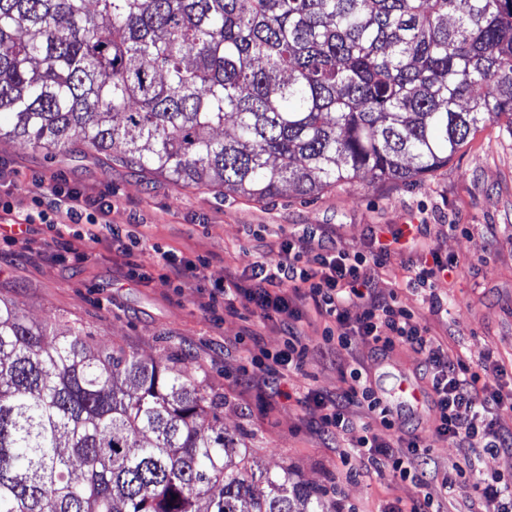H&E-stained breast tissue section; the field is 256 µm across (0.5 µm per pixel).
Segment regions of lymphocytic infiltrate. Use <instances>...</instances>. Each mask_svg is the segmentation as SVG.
<instances>
[{
  "mask_svg": "<svg viewBox=\"0 0 512 512\" xmlns=\"http://www.w3.org/2000/svg\"><path fill=\"white\" fill-rule=\"evenodd\" d=\"M10 224L47 223L50 214H62L66 223L83 225L81 239L95 242L97 228L105 223L107 208L84 192L61 185L51 192L48 209L18 210L0 206ZM430 225L408 224L392 231L370 230L366 251L339 248L336 230L325 224L307 225L302 233L289 234L275 244L260 245V258L250 271L226 274L223 283L207 290L210 307L234 314L250 311L258 322L273 321L285 340L280 350L263 348L256 333H249L244 349L247 365L240 377L243 389L262 383L264 392L276 395L281 379L304 372L313 355L339 357L352 352L357 342L372 343L382 355L398 346L422 354L416 377L427 388L437 418L430 431H420L401 413L383 407L378 390L365 369H342V388L336 393L307 391L298 403L318 413L316 428L321 437L335 442L343 458H358L374 473L410 483L416 490L407 502L387 504L382 512H432L434 499L427 494V467L435 442L448 441L464 454L440 475L441 494H451L457 476L471 470L478 456L504 455L512 463V432L496 426L497 411L512 403V391L499 380L506 369L501 363L469 366L463 358L449 359L448 344L431 335L426 324L399 305L396 296L377 288L381 271L391 256L404 259L408 287L419 291L432 313H441L445 301L439 283L461 266L458 258L428 246ZM329 317L323 344L311 351L304 343L301 326L308 312Z\"/></svg>",
  "mask_w": 512,
  "mask_h": 512,
  "instance_id": "obj_1",
  "label": "lymphocytic infiltrate"
}]
</instances>
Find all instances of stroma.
I'll return each mask as SVG.
<instances>
[{
	"mask_svg": "<svg viewBox=\"0 0 512 512\" xmlns=\"http://www.w3.org/2000/svg\"><path fill=\"white\" fill-rule=\"evenodd\" d=\"M59 182L100 198L111 226L140 238L137 257L146 272H153L160 248L198 264L209 284L223 281L225 270L250 269L258 258L249 239L253 233L269 242L309 224H332L339 247L362 251L372 225H440L430 247L463 263L459 275L439 287L448 298L447 313H430L407 288L397 257L380 291L397 293L402 306L435 334L449 337L450 352H463L471 364L483 363L491 350L503 362L512 361V246L494 242L512 234V131L505 124L486 125L432 175L407 184L361 178L311 201L286 189L256 202L213 187L178 186L89 152L50 159L0 140V201L29 208ZM84 251L81 258L67 253L44 224L29 225L12 243L0 237V296L15 301L30 322L50 328L67 320L83 324L92 334L91 348L120 345L162 366L177 358L182 371L223 394L225 435L244 443L261 468H291L303 485L322 491L329 512H378L386 501L414 495L410 484L388 476L347 474L336 448L309 429L316 413L293 395L335 391L342 384L335 364L316 359L305 373L288 374L282 396L265 405L237 384L243 352L236 339L243 321L201 308L195 284L126 280V258L109 232ZM345 360L360 363L384 390L394 387L400 372L414 373L420 356L398 347L378 358L361 342ZM479 477L511 484L512 469L503 457L484 455L477 474L457 480L452 498L436 497L437 512H455L471 501Z\"/></svg>",
	"mask_w": 512,
	"mask_h": 512,
	"instance_id": "stroma-1",
	"label": "stroma"
}]
</instances>
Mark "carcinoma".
<instances>
[{
  "label": "carcinoma",
  "mask_w": 512,
  "mask_h": 512,
  "mask_svg": "<svg viewBox=\"0 0 512 512\" xmlns=\"http://www.w3.org/2000/svg\"><path fill=\"white\" fill-rule=\"evenodd\" d=\"M502 119L512 0H0V133L187 187L410 183ZM90 336L0 298V512H328L224 397Z\"/></svg>",
  "instance_id": "1"
}]
</instances>
